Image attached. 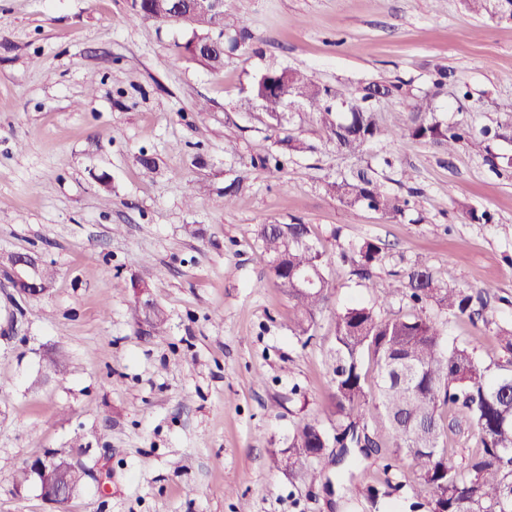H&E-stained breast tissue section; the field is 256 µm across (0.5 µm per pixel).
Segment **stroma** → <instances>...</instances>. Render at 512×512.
<instances>
[{"instance_id":"stroma-1","label":"stroma","mask_w":512,"mask_h":512,"mask_svg":"<svg viewBox=\"0 0 512 512\" xmlns=\"http://www.w3.org/2000/svg\"><path fill=\"white\" fill-rule=\"evenodd\" d=\"M224 10L254 43L212 70L180 50L191 26L132 19L131 0H0V256L55 272L26 299L0 267V512H374L367 488L390 482L381 512H409L412 463L388 477L387 454L371 456L351 494L332 453L316 483L284 460L298 426H332L337 311L373 303L418 263L463 288H497L485 320L452 318L445 332L492 374L512 371L494 333L512 323V169L493 171L487 154L405 138L350 156L297 110L285 131L313 152L252 168L224 205L234 171L278 138L244 92L271 66L342 100L403 80L405 95L373 104L382 126L430 94L440 118L501 128L490 152L512 156V21L462 0H224ZM144 152L155 169L140 165ZM365 164L392 192L411 173L405 216L325 192ZM467 205L494 223L469 222ZM295 218L330 251L383 246L374 287L347 263L328 270L331 299L306 341L254 238L257 225ZM146 269L168 316L161 338L134 316L130 280ZM50 452L85 471L60 505L16 485Z\"/></svg>"}]
</instances>
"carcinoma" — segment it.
I'll return each instance as SVG.
<instances>
[{
    "label": "carcinoma",
    "mask_w": 512,
    "mask_h": 512,
    "mask_svg": "<svg viewBox=\"0 0 512 512\" xmlns=\"http://www.w3.org/2000/svg\"><path fill=\"white\" fill-rule=\"evenodd\" d=\"M477 15L500 14L497 0H464ZM132 6V18L167 22V14L177 0H150ZM202 34L212 27L234 30L228 44H219L203 55L196 54L192 41L181 45L188 56L213 68L224 64V51L248 45L253 39L247 27L223 13L215 17L205 11L196 18ZM385 96L403 94V82L371 83L359 95L346 101V110L333 111L337 94L328 86L311 81L290 69L268 70L253 77L245 87L248 101L255 103L268 119V127L283 128L285 110L297 105L311 114L326 132L329 142L341 152L358 154L366 145L390 137L411 138L429 143L453 154L462 147L484 148L488 128L475 129L464 120L437 118L432 98L425 95L411 104L407 119L396 129L381 126L372 111L370 99L378 92ZM310 150L303 140L287 135L276 141V149L260 159L264 167L278 169L288 155ZM242 164L224 191V207L233 204L236 190L248 173ZM327 191L347 207H365L387 218L396 219L409 210L410 201L385 191L375 170L366 166L341 179L326 183ZM256 240L268 258L272 276L288 296L293 310L290 328L299 337L311 336L316 318L329 302L326 269L336 260V252L314 246L309 226L300 222L261 224ZM383 247L375 240H363L341 251V258L354 266V272L374 287L373 268L382 260ZM491 286L476 291L452 286L439 280L425 265L410 268L396 280L376 305L354 303L336 313V332L328 354L332 372L329 412L336 435L329 436L315 422L305 423L288 438L286 467L315 481L323 475L317 467L319 448H338L336 462L357 448L365 456L381 450L377 433L371 431L365 409L375 405L388 424V446L392 448L385 473L398 469L404 459L414 463L412 489L421 499L417 506L426 512H512V374L490 375L476 350L466 344L449 342L443 323L428 310L454 318L483 314ZM395 295H405L414 312L385 316L384 304ZM376 367L374 388L366 386L364 357ZM466 410L480 436L481 449L464 466L445 457L441 442L448 425L443 413L455 408Z\"/></svg>",
    "instance_id": "cac0c4a2"
}]
</instances>
